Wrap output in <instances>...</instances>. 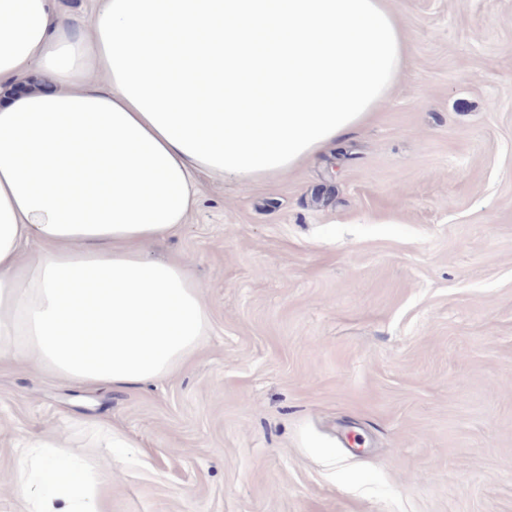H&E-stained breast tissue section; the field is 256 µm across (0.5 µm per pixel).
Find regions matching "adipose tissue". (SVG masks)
Listing matches in <instances>:
<instances>
[{"label":"adipose tissue","mask_w":512,"mask_h":512,"mask_svg":"<svg viewBox=\"0 0 512 512\" xmlns=\"http://www.w3.org/2000/svg\"><path fill=\"white\" fill-rule=\"evenodd\" d=\"M409 43L390 0H0V366L126 388L178 371L210 326L176 235L196 177L286 174L342 149L392 92ZM70 437L29 433L25 512H107ZM100 0H57L59 12L75 17H88L99 8Z\"/></svg>","instance_id":"obj_1"}]
</instances>
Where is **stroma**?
Segmentation results:
<instances>
[{
  "mask_svg": "<svg viewBox=\"0 0 512 512\" xmlns=\"http://www.w3.org/2000/svg\"><path fill=\"white\" fill-rule=\"evenodd\" d=\"M410 61L338 156L202 174L183 229L211 333L127 390L0 368L21 435L98 418L111 512H512V0H391ZM73 435L84 437L88 448L106 449L112 455V448H132L133 443L112 425L97 420H76L69 425Z\"/></svg>",
  "mask_w": 512,
  "mask_h": 512,
  "instance_id": "1",
  "label": "stroma"
}]
</instances>
